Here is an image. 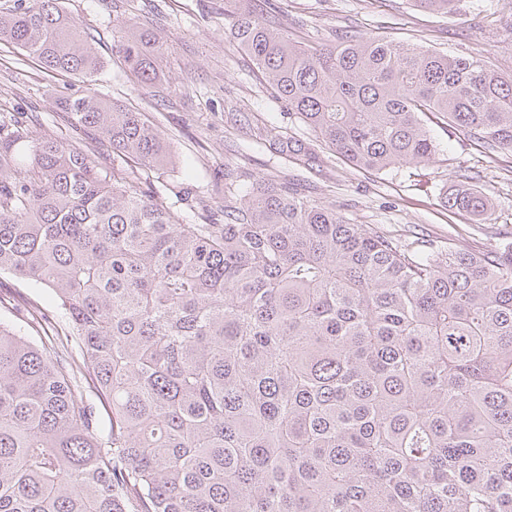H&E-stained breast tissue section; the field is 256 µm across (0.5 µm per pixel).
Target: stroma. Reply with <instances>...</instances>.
I'll return each instance as SVG.
<instances>
[{
	"label": "stroma",
	"instance_id": "stroma-1",
	"mask_svg": "<svg viewBox=\"0 0 512 512\" xmlns=\"http://www.w3.org/2000/svg\"><path fill=\"white\" fill-rule=\"evenodd\" d=\"M76 25L88 33L103 60L92 82L47 71L32 57L0 42V116H10L35 137L78 140L57 102L94 87L102 97L142 112L178 159L154 175L158 203L183 224H203L224 211V172L250 180L300 183L313 199L355 224H368L399 243L423 238L469 251L512 249V153L491 149L448 128L442 116L423 115L438 150L420 164L383 172L351 167L316 144L322 164L310 168L279 158L265 145L269 130L312 140V132L260 80L249 55L230 35L232 0H64ZM263 20L278 21L295 41L333 44L339 36H378L452 55L477 56L512 76V0H464L459 13L420 12L411 0H248ZM151 32L163 46L162 93L141 87L122 70L115 45L129 26ZM243 113L244 123L230 121ZM471 177L488 197L486 216L451 212L446 188ZM178 182L185 202L169 192ZM0 321L71 359L76 343L64 340L66 317L50 289L0 273Z\"/></svg>",
	"mask_w": 512,
	"mask_h": 512
}]
</instances>
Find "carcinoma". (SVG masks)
Instances as JSON below:
<instances>
[{"label":"carcinoma","instance_id":"cac0c4a2","mask_svg":"<svg viewBox=\"0 0 512 512\" xmlns=\"http://www.w3.org/2000/svg\"><path fill=\"white\" fill-rule=\"evenodd\" d=\"M230 18L289 114L355 167L429 160L426 112L512 150V77L480 58ZM3 40L88 82L102 65L59 0H14ZM121 52L163 84L152 34ZM58 108L112 167L0 124V272L51 289L80 348L58 361L0 322V512H512V252L401 245L285 179L227 190L222 224H180L145 188L176 159L142 113L89 89ZM442 200L489 210L466 183Z\"/></svg>","mask_w":512,"mask_h":512}]
</instances>
